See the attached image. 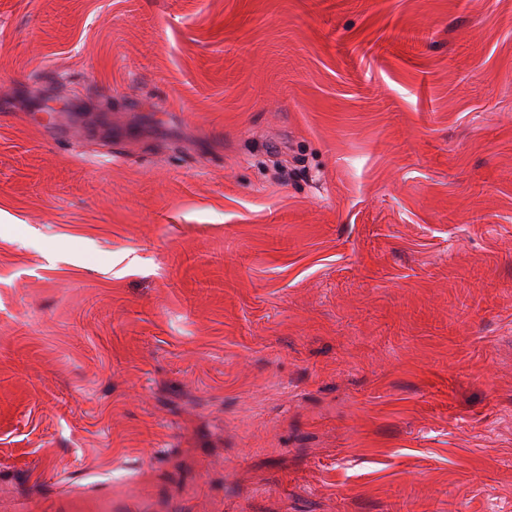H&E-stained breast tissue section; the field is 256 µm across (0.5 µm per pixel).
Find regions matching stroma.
<instances>
[{
	"label": "stroma",
	"instance_id": "obj_1",
	"mask_svg": "<svg viewBox=\"0 0 512 512\" xmlns=\"http://www.w3.org/2000/svg\"><path fill=\"white\" fill-rule=\"evenodd\" d=\"M117 466L512 512V0H0V495Z\"/></svg>",
	"mask_w": 512,
	"mask_h": 512
}]
</instances>
